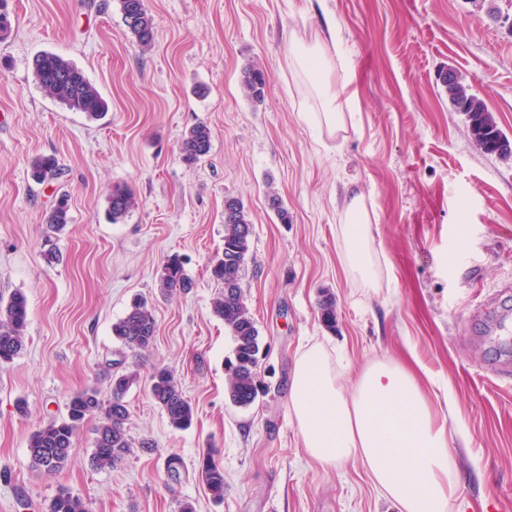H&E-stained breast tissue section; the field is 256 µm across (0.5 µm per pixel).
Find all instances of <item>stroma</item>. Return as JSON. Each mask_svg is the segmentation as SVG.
<instances>
[{
  "label": "stroma",
  "mask_w": 512,
  "mask_h": 512,
  "mask_svg": "<svg viewBox=\"0 0 512 512\" xmlns=\"http://www.w3.org/2000/svg\"><path fill=\"white\" fill-rule=\"evenodd\" d=\"M1 5L12 34L0 42V297L23 292L29 320L23 353L0 369V512H46L63 489L90 512H180L186 501L196 512H398L359 462L327 467L304 452L289 389L309 342L325 346L348 388L377 360L421 369L430 399L453 398L439 416L457 462L449 512H512V352L486 335L512 311V159L476 149L439 80L451 70L472 83L512 138V0H145L155 26L146 52L118 0ZM292 36L328 48L345 114L335 135L309 118V86L285 54ZM42 51L85 73L109 104L103 119L43 92L30 67ZM249 66L267 77L259 102L241 86ZM199 123L212 147L189 165L179 146ZM38 155L55 156L61 175L35 183ZM116 184L137 205L115 223ZM356 195L379 263L371 288L351 275L340 238ZM63 197L71 222L50 241L45 219ZM228 197L253 225L241 287L262 338L261 390L245 408L227 395L233 341L213 313L208 271L224 252ZM174 254L194 286L165 299L158 277ZM325 290L332 330L318 305ZM137 295L153 302L156 340L136 355L112 324ZM119 359L140 372L125 396L131 453L95 468L90 418L63 469H33L30 435L86 387L109 396ZM156 367L193 406L188 429L171 427L151 398ZM206 452L224 470L219 504L197 478Z\"/></svg>",
  "instance_id": "35a3bbf8"
}]
</instances>
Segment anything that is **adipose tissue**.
<instances>
[{
  "label": "adipose tissue",
  "instance_id": "obj_1",
  "mask_svg": "<svg viewBox=\"0 0 512 512\" xmlns=\"http://www.w3.org/2000/svg\"><path fill=\"white\" fill-rule=\"evenodd\" d=\"M286 52L318 95L320 110L312 121L331 135L343 129L345 115L336 104L322 45L292 38ZM341 231L351 271L373 286L378 261L360 198L349 202ZM290 410L310 458L329 467L360 460L401 512H448L457 491L455 460L446 429L437 423L412 369L392 360L372 362L349 391L326 350L307 344L295 359Z\"/></svg>",
  "mask_w": 512,
  "mask_h": 512
}]
</instances>
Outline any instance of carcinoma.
<instances>
[{
  "mask_svg": "<svg viewBox=\"0 0 512 512\" xmlns=\"http://www.w3.org/2000/svg\"><path fill=\"white\" fill-rule=\"evenodd\" d=\"M122 19L133 42L148 49L154 41V23L145 0H120ZM35 79L52 99L88 118L97 120L109 110L107 102L92 85L83 71L72 62L52 52H42L32 60ZM441 84L448 90V101L466 116L470 136L475 145L486 154L499 158L512 157V141L498 127L484 101L473 92L470 85L455 75L440 76ZM243 89L254 100L264 96L265 74L255 68L243 71ZM211 149V131L205 124L189 129L180 143L183 160L194 164L208 155ZM33 179L42 182L61 173L56 158L39 155L31 164ZM230 218L224 223V253L211 263V278L221 285L222 292L213 302V312L224 321L234 348L226 363L227 394L241 407L252 405L258 395L257 359L260 352L259 330L244 301L241 279L250 252L252 223L243 203L234 197L224 200ZM137 205L132 191L115 185L108 196V213L112 222L125 217ZM70 223L69 206L60 199L46 217V224L53 233H60ZM192 287L183 262L170 256L159 274L160 292L165 297L185 292ZM321 319L328 328L336 327V304L325 294L320 303ZM28 321V303L25 295L16 291L8 298L0 297V367L11 364L24 347V331ZM112 336L131 351L150 349L156 339V322L153 310L144 298L134 299L123 317L112 323ZM140 373L136 370H114L111 375V397H101L100 390L89 386L71 397L67 415L53 419L29 438L28 448L32 465L46 474L59 471L68 462L73 450L76 428L85 419L96 417V430L92 464L98 469L113 468L132 452V442L127 434L129 410L124 396L137 383ZM152 399L165 413L175 429L191 426L194 410L184 397L174 375L164 369L154 370L150 376ZM198 479L206 486L211 498L224 501V469L211 454L202 457L197 468ZM48 512H90L86 503L72 493L59 492L49 505Z\"/></svg>",
  "mask_w": 512,
  "mask_h": 512,
  "instance_id": "obj_1",
  "label": "carcinoma"
}]
</instances>
